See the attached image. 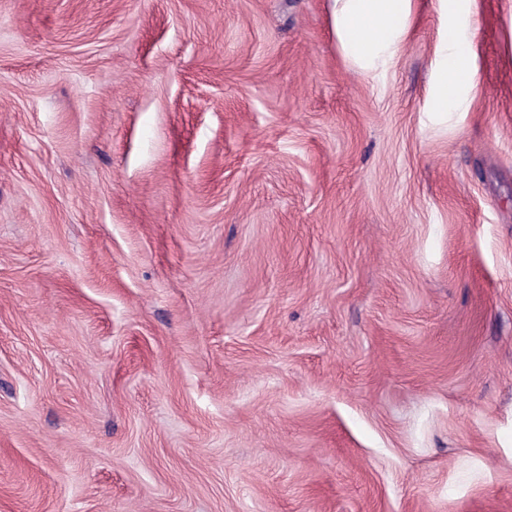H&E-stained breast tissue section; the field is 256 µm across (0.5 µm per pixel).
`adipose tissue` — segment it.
I'll return each mask as SVG.
<instances>
[{
	"instance_id": "1",
	"label": "adipose tissue",
	"mask_w": 512,
	"mask_h": 512,
	"mask_svg": "<svg viewBox=\"0 0 512 512\" xmlns=\"http://www.w3.org/2000/svg\"><path fill=\"white\" fill-rule=\"evenodd\" d=\"M414 0H332L331 19L343 56L369 73L391 62L409 39ZM478 71L467 36L444 27L433 108L444 112L477 88Z\"/></svg>"
}]
</instances>
